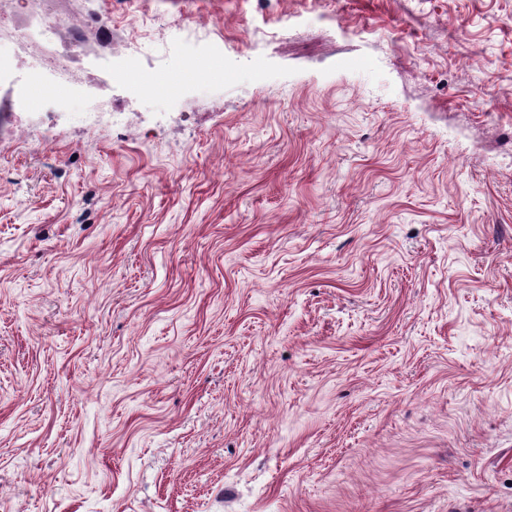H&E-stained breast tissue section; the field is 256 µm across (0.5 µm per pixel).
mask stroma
I'll use <instances>...</instances> for the list:
<instances>
[{
	"mask_svg": "<svg viewBox=\"0 0 512 512\" xmlns=\"http://www.w3.org/2000/svg\"><path fill=\"white\" fill-rule=\"evenodd\" d=\"M94 7L126 125L0 114V512H512V0Z\"/></svg>",
	"mask_w": 512,
	"mask_h": 512,
	"instance_id": "stroma-1",
	"label": "stroma"
}]
</instances>
